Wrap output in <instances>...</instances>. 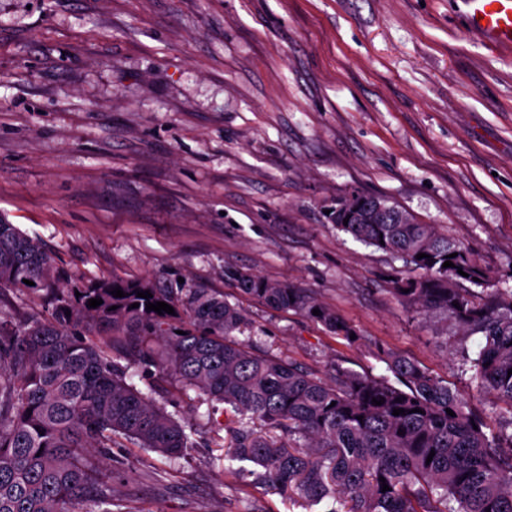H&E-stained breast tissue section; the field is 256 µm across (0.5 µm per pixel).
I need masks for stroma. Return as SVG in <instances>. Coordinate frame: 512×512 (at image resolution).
Segmentation results:
<instances>
[{"label": "stroma", "mask_w": 512, "mask_h": 512, "mask_svg": "<svg viewBox=\"0 0 512 512\" xmlns=\"http://www.w3.org/2000/svg\"><path fill=\"white\" fill-rule=\"evenodd\" d=\"M459 0H0V216L51 253L55 283L151 279L224 294L253 349L326 375L387 376L380 350L468 397L487 436L512 407L393 294L402 261L336 229L357 190L512 270V52ZM246 270L303 288L357 332L241 294ZM46 291L0 293L50 318ZM175 460L132 444L102 465L123 512H307L227 459L223 413Z\"/></svg>", "instance_id": "1"}]
</instances>
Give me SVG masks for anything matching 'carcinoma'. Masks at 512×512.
Returning <instances> with one entry per match:
<instances>
[{
  "mask_svg": "<svg viewBox=\"0 0 512 512\" xmlns=\"http://www.w3.org/2000/svg\"><path fill=\"white\" fill-rule=\"evenodd\" d=\"M329 210L337 229L404 262L393 292L406 308L479 338L474 353L462 350L463 364L477 388L512 406V286L482 271L439 225L417 222L385 197L353 190ZM232 276L272 308L298 311L347 340L355 333L301 288ZM52 277L45 248L0 218V291L37 292ZM116 288L125 296L111 294ZM146 290L151 298L137 296ZM50 294V319L17 323L0 313V512H112L119 498L87 449L110 458L124 440L173 460L193 446L165 403L129 383L130 357L157 383L173 381L241 415L225 424L229 458L261 467L264 484L290 500L325 503L326 512H512V433L490 440L473 429L468 399L411 359L387 354L395 385L339 367L318 378L254 352L235 336L246 325L241 311L207 288L112 278ZM92 298L103 303L91 308ZM157 301L175 314L147 309Z\"/></svg>",
  "mask_w": 512,
  "mask_h": 512,
  "instance_id": "carcinoma-1",
  "label": "carcinoma"
}]
</instances>
